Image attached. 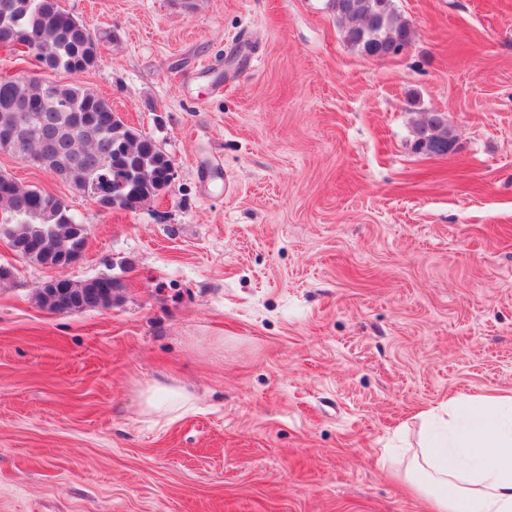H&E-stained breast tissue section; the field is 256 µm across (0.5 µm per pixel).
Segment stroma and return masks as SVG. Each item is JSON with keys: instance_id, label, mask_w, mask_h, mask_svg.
Instances as JSON below:
<instances>
[{"instance_id": "obj_1", "label": "stroma", "mask_w": 512, "mask_h": 512, "mask_svg": "<svg viewBox=\"0 0 512 512\" xmlns=\"http://www.w3.org/2000/svg\"><path fill=\"white\" fill-rule=\"evenodd\" d=\"M60 3L101 38L76 82L175 176L107 211L0 150L88 228L65 269L0 234V512H429L421 413L512 395V0H393L379 60L327 0ZM103 276L109 307L38 301ZM154 382L193 410L148 420ZM455 135L448 126L444 112H430L428 116L415 127L414 148L418 153L429 156V151L442 144H454Z\"/></svg>"}]
</instances>
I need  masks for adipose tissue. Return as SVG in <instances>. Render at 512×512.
<instances>
[{"label":"adipose tissue","instance_id":"adipose-tissue-1","mask_svg":"<svg viewBox=\"0 0 512 512\" xmlns=\"http://www.w3.org/2000/svg\"><path fill=\"white\" fill-rule=\"evenodd\" d=\"M470 404L466 428L456 425ZM446 403L448 431L424 446L415 460L414 490L431 512H512V397L478 396ZM194 406L193 396L177 385H148L142 413L171 421Z\"/></svg>","mask_w":512,"mask_h":512}]
</instances>
